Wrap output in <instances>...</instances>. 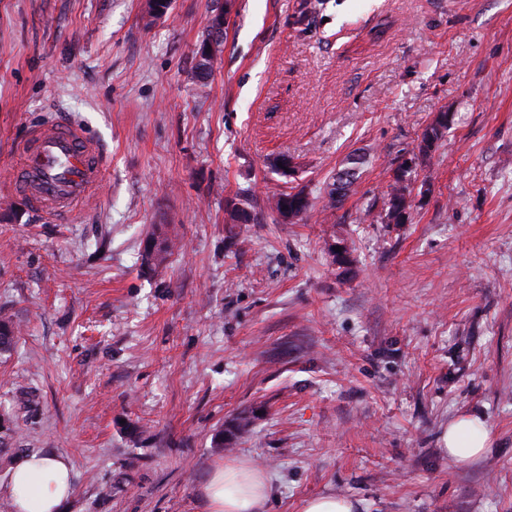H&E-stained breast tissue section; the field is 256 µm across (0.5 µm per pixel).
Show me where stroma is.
<instances>
[{"label": "stroma", "mask_w": 512, "mask_h": 512, "mask_svg": "<svg viewBox=\"0 0 512 512\" xmlns=\"http://www.w3.org/2000/svg\"><path fill=\"white\" fill-rule=\"evenodd\" d=\"M224 5L0 0V486L41 452L72 465L64 512H208L207 478L240 464L271 480L263 512H512V0H234L203 87ZM441 112L407 222L380 223ZM60 114L112 152L73 224L8 187ZM289 187L312 202L293 223L267 207ZM461 415L489 431L465 465L441 443ZM361 164H362V158L360 156L351 155L347 158L346 165H345L342 175L339 177V179L336 182L331 184V186H333L337 182H341L343 185L342 193L333 194V191L331 189H328V191H327V206L329 208H332V209L336 208L337 205L343 201L344 197L347 195V192L354 185L355 181L358 178V168ZM343 176H345L344 179H343ZM247 198L244 195H235L225 198L224 212L227 216V224L238 227L237 234L248 232V224H252L254 217L248 207L245 206ZM354 502L346 497L320 495L306 499L302 512H355Z\"/></svg>", "instance_id": "stroma-1"}]
</instances>
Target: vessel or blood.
Returning <instances> with one entry per match:
<instances>
[{
  "instance_id": "vessel-or-blood-1",
  "label": "vessel or blood",
  "mask_w": 512,
  "mask_h": 512,
  "mask_svg": "<svg viewBox=\"0 0 512 512\" xmlns=\"http://www.w3.org/2000/svg\"><path fill=\"white\" fill-rule=\"evenodd\" d=\"M17 151L11 185L53 221L71 222L101 188L108 149L69 119L34 126Z\"/></svg>"
}]
</instances>
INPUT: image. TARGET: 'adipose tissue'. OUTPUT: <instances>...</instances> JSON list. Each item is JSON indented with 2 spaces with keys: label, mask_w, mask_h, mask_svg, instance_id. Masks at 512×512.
I'll use <instances>...</instances> for the list:
<instances>
[{
  "label": "adipose tissue",
  "mask_w": 512,
  "mask_h": 512,
  "mask_svg": "<svg viewBox=\"0 0 512 512\" xmlns=\"http://www.w3.org/2000/svg\"><path fill=\"white\" fill-rule=\"evenodd\" d=\"M488 440L482 422L468 416L450 421L443 434L445 452L459 464L482 455ZM71 490L70 466L65 458L25 453L15 459L4 493L16 512H62ZM204 491L209 512H258L270 497L271 486L269 478L243 465L215 470Z\"/></svg>",
  "instance_id": "adipose-tissue-1"
}]
</instances>
